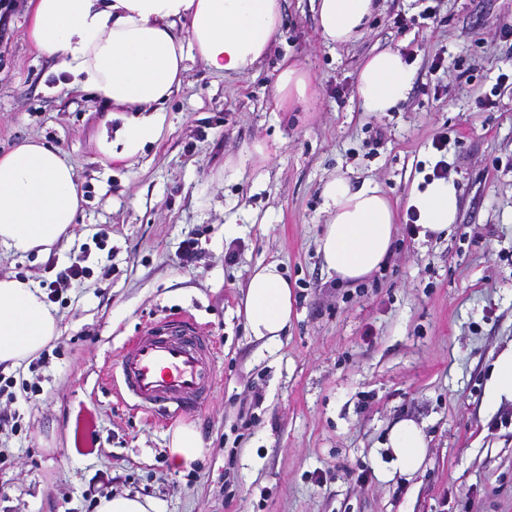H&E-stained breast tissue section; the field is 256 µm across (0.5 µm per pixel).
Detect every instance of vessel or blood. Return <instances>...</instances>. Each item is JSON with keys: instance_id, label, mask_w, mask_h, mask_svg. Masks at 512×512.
Listing matches in <instances>:
<instances>
[{"instance_id": "obj_1", "label": "vessel or blood", "mask_w": 512, "mask_h": 512, "mask_svg": "<svg viewBox=\"0 0 512 512\" xmlns=\"http://www.w3.org/2000/svg\"><path fill=\"white\" fill-rule=\"evenodd\" d=\"M215 344L186 315L144 328L108 367L144 414L168 419L199 411L216 382Z\"/></svg>"}]
</instances>
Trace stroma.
Returning <instances> with one entry per match:
<instances>
[{
  "label": "stroma",
  "mask_w": 512,
  "mask_h": 512,
  "mask_svg": "<svg viewBox=\"0 0 512 512\" xmlns=\"http://www.w3.org/2000/svg\"><path fill=\"white\" fill-rule=\"evenodd\" d=\"M30 0L0 15V153L37 139L66 153L82 194L73 239L0 258V275L54 280L87 246L91 273L53 308L61 334L45 362L0 374V512H96L137 493L156 512H512V407L489 410L484 381L512 342V0H377L359 39L328 45L312 0H282L269 54L250 75L191 62L165 103L162 137L133 164L102 160L110 107L60 87L27 38ZM406 58L407 100L362 111L365 59ZM311 77L309 98L277 105L281 63ZM447 137L445 150L433 142ZM266 145L269 155L246 157ZM460 191L448 235L398 224L383 269L342 282L316 253L321 187L342 173L403 204L437 161ZM236 232L225 237V225ZM111 226L94 241L98 226ZM196 236L202 254L181 265ZM278 262L296 315L280 343L247 336L252 269ZM189 313L216 344L217 385L189 415L206 450L187 468L167 448L175 420L119 400L114 354L143 328ZM425 426L413 479L377 468L392 425Z\"/></svg>",
  "instance_id": "35a3bbf8"
}]
</instances>
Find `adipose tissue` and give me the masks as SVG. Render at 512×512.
Here are the masks:
<instances>
[{
  "label": "adipose tissue",
  "instance_id": "ef3b65f1",
  "mask_svg": "<svg viewBox=\"0 0 512 512\" xmlns=\"http://www.w3.org/2000/svg\"><path fill=\"white\" fill-rule=\"evenodd\" d=\"M317 30L328 45L357 40L376 9L375 0H314ZM281 19V0H32L28 38L56 62L72 86L103 97L115 131H101L97 151L108 161L136 159L162 135L165 102L183 81L188 63L200 60L213 74L245 76L266 56ZM411 70L400 52L371 55L360 69L356 93L366 112H388L407 99ZM327 221L318 239L323 267L357 282L378 270L394 242L397 211L379 187H353L338 174L322 186ZM80 205L75 170L57 147L29 140L0 156V251L45 253L72 237ZM407 208L422 234L439 235L455 224L460 207L453 180L413 187ZM250 336L278 343L292 320L290 284L278 263L257 265L244 300ZM54 309L32 282L0 277V364L30 363L59 336ZM492 409L512 405V342L495 355L485 381ZM388 463L380 477L410 478L427 453L422 426L403 418L384 444ZM205 442L191 423L170 433L174 466L201 457Z\"/></svg>",
  "mask_w": 512,
  "mask_h": 512
}]
</instances>
